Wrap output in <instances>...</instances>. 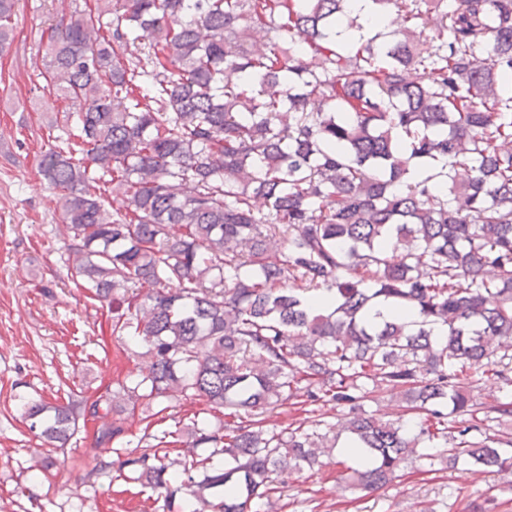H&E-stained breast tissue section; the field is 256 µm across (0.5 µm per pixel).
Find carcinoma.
Masks as SVG:
<instances>
[{
    "label": "carcinoma",
    "instance_id": "obj_1",
    "mask_svg": "<svg viewBox=\"0 0 512 512\" xmlns=\"http://www.w3.org/2000/svg\"><path fill=\"white\" fill-rule=\"evenodd\" d=\"M347 2L72 0L40 36L69 109L38 167L76 286L147 349L131 384L19 413L50 448L81 424L99 448L166 400L204 402L222 431L193 417L94 467L169 508L259 512L317 464L323 420L264 428L290 397L347 410L351 489L419 448L512 468V437L482 436L512 418V0H374L398 27L344 44ZM15 6L0 0V51ZM471 370L504 399L477 401ZM371 387L417 420L367 413ZM188 443L227 466L169 458Z\"/></svg>",
    "mask_w": 512,
    "mask_h": 512
}]
</instances>
